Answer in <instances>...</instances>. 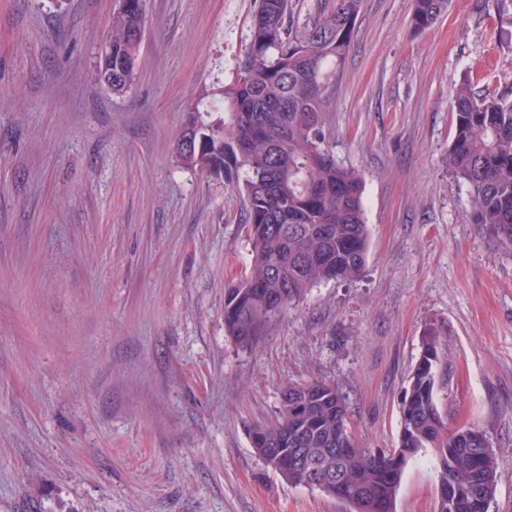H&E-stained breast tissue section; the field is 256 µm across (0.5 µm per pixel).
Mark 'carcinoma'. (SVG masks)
<instances>
[{
    "label": "carcinoma",
    "instance_id": "cac0c4a2",
    "mask_svg": "<svg viewBox=\"0 0 512 512\" xmlns=\"http://www.w3.org/2000/svg\"><path fill=\"white\" fill-rule=\"evenodd\" d=\"M362 0L320 6L299 30L285 20L291 0H258L244 56L223 102L188 109L176 151L180 162L238 189L252 258L245 277L225 289L224 332L239 349L255 348L268 327L322 281L358 278L369 257L359 173L337 163L326 143L328 96L344 64ZM447 0H414L409 25L433 26ZM145 24L144 0H118L97 75L111 90L131 86ZM448 169L472 199L467 223L512 248V93L481 96L464 83L454 94ZM445 352L429 325L404 391L396 453L361 447L348 433L347 405L335 385L289 384L276 419L250 428L255 453L288 483L338 482L325 493L355 512H394L408 462L433 454L446 512H488L501 477L477 426L448 430L439 406Z\"/></svg>",
    "mask_w": 512,
    "mask_h": 512
}]
</instances>
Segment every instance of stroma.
<instances>
[{
  "mask_svg": "<svg viewBox=\"0 0 512 512\" xmlns=\"http://www.w3.org/2000/svg\"><path fill=\"white\" fill-rule=\"evenodd\" d=\"M116 0H0V512H353L284 481L249 429L325 381L366 448L398 447L428 325L449 423L483 429L512 512V249L467 223L448 169L456 88L512 91V0H363L326 109L364 177L369 261L320 283L257 347L224 333L250 262L241 195L181 165L188 108L233 78L254 0H146L131 89L96 75ZM431 457L395 512H436ZM447 3V0H414L410 28L420 33L433 26L445 11Z\"/></svg>",
  "mask_w": 512,
  "mask_h": 512,
  "instance_id": "obj_1",
  "label": "stroma"
}]
</instances>
